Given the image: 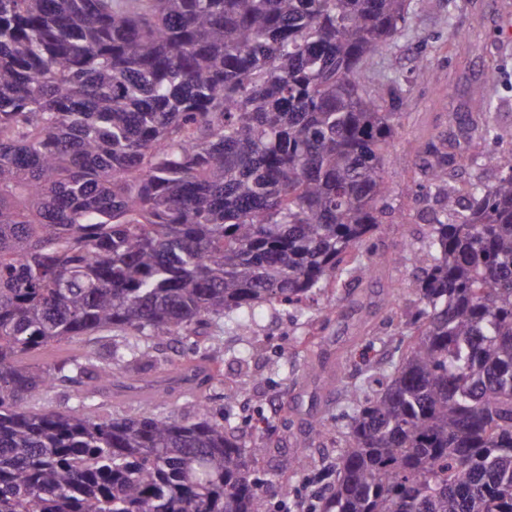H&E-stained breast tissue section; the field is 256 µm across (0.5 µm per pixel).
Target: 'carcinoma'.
I'll return each instance as SVG.
<instances>
[{
    "mask_svg": "<svg viewBox=\"0 0 512 512\" xmlns=\"http://www.w3.org/2000/svg\"><path fill=\"white\" fill-rule=\"evenodd\" d=\"M407 0H0V512H267L269 448L207 417L103 418L56 379L154 361L376 263L396 113L365 89ZM430 143L441 208L420 245L415 333L385 387L348 393L306 512H512V140ZM494 168L459 185L450 166ZM52 368L21 359L81 336ZM80 383L70 381H56L55 386L47 394L31 399L26 403L29 411L52 409L63 411L76 403V396L91 382L87 378L79 380Z\"/></svg>",
    "mask_w": 512,
    "mask_h": 512,
    "instance_id": "cac0c4a2",
    "label": "carcinoma"
}]
</instances>
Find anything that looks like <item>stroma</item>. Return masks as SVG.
<instances>
[{"instance_id": "stroma-1", "label": "stroma", "mask_w": 512, "mask_h": 512, "mask_svg": "<svg viewBox=\"0 0 512 512\" xmlns=\"http://www.w3.org/2000/svg\"><path fill=\"white\" fill-rule=\"evenodd\" d=\"M426 67L432 81L417 78ZM490 87L489 119L512 137V0H410L398 39L378 50L369 72L370 86L389 91V111L397 115L396 134L383 187L392 212L384 218L369 246L385 257L405 240L421 242L428 218L438 203L424 177L432 140L442 138L452 153L466 151L463 125L483 114L470 102L473 85ZM412 264H382L376 273L352 277L334 292L315 296L308 316L263 306L250 336L230 322L210 326L220 337L224 356L219 376L196 386L171 384L157 410L185 412L196 419L231 414L229 433L249 442L271 435L273 444L256 472L270 508L299 502L314 489L312 479L336 454V438L305 440L314 424L342 418L348 410L346 389L362 381L363 359L388 368L398 362L400 332L417 308L409 283ZM154 363L121 371L120 380L150 381L163 376L162 362L202 363L191 339L172 336L152 341ZM250 352L248 366L238 355ZM315 364L310 376L307 364ZM238 385L234 402H226L228 382ZM304 466H297V459Z\"/></svg>"}]
</instances>
